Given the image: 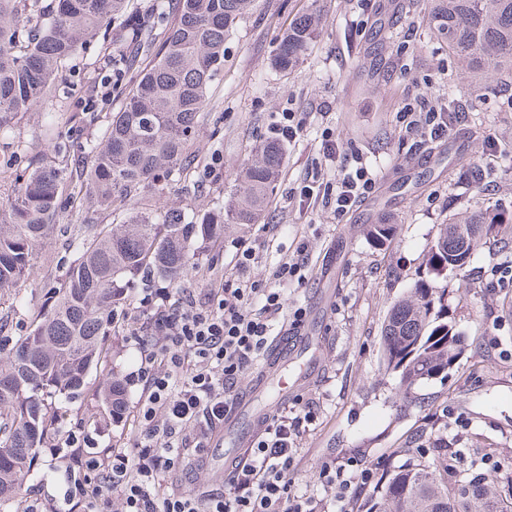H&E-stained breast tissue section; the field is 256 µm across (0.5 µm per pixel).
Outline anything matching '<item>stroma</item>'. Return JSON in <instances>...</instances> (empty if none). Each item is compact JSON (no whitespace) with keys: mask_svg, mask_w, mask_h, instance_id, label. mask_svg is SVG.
<instances>
[{"mask_svg":"<svg viewBox=\"0 0 512 512\" xmlns=\"http://www.w3.org/2000/svg\"><path fill=\"white\" fill-rule=\"evenodd\" d=\"M321 8L320 34L302 63L290 71L272 67L273 51L298 15ZM106 53L90 44L69 62L49 100L16 119L23 154L0 144V198L6 197L8 174L51 154L42 134L45 113L78 111L95 97ZM455 92L471 106L465 138L450 136L415 146L395 116L419 93L447 96ZM507 92L471 83L459 61L427 25L426 0H256L224 43V68L208 89V107L197 133L199 165L194 187L170 182L160 204H191L206 211L228 196L235 173L251 149L272 137L282 113L295 112L305 123L294 142L285 145L283 169L271 197L268 221L282 225L276 249L260 252L250 269L265 277L281 255L293 251L304 232H312L308 261L312 274L302 286H288V306L309 307L322 297L318 314L305 324L313 334L318 362L315 374H300L289 362L288 395L257 364L241 378L237 392L256 411L275 413L281 403L304 409L309 395L319 404L301 442L294 474L305 491L325 461L367 460L385 465L399 451L400 462H418L414 447L442 432L446 410L467 424L464 447L492 452L500 470L489 483L512 485V153L499 147L512 142V105ZM333 131L341 154H362L378 173L375 190L359 206L337 217L301 202L296 188L321 143ZM493 147H486V139ZM477 167L481 183L465 182ZM493 189L491 202L503 218L496 236L475 248L468 276L431 275L430 248L440 224L451 214L482 207L478 186ZM396 217L394 237L378 245L368 225ZM102 214L66 208L55 220L50 241L39 251L20 294L45 303L72 260L70 240L80 228L107 223ZM260 225H226L218 240L203 244L196 264L181 286L207 287L208 270L225 271L234 240L262 238ZM425 283L443 297L440 315L458 332L464 352L445 377L404 391L399 376L382 367L381 330L390 307L415 283ZM54 411L52 437L37 455L33 478L18 501L0 512H22L25 500L64 505L66 512H88L84 499L71 494V479L82 476L87 451L106 455L126 442L128 421L112 423L92 414L93 402L49 399ZM228 471L224 454L207 449L200 466L177 467L165 474V490L199 498L224 489Z\"/></svg>","mask_w":512,"mask_h":512,"instance_id":"35a3bbf8","label":"stroma"}]
</instances>
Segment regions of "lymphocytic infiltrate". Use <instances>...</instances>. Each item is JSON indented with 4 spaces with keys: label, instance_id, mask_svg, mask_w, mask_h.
Here are the masks:
<instances>
[{
    "label": "lymphocytic infiltrate",
    "instance_id": "lymphocytic-infiltrate-1",
    "mask_svg": "<svg viewBox=\"0 0 512 512\" xmlns=\"http://www.w3.org/2000/svg\"><path fill=\"white\" fill-rule=\"evenodd\" d=\"M463 107L420 95L398 118L419 141L448 137L460 126ZM376 179L362 158H343L325 136L311 172L299 187L304 200L343 215L373 192ZM276 225L260 243L235 247L230 271L211 278L208 288H148L140 300L142 318L126 326L127 339L140 351L137 401L127 411L135 432L127 446L112 449L88 467L95 479L75 491L92 503L117 502L120 512H358L369 490L377 489L378 468L361 460L322 462L312 489L295 493L291 480L300 462L303 425L315 415L280 407L266 417L264 431L233 461L220 494L201 500L168 494L161 477L186 461L201 459L224 426L237 399L239 378L265 355L276 324L299 331L306 311L286 310L283 284H304L308 239L281 258L268 277L248 272L261 249L273 246Z\"/></svg>",
    "mask_w": 512,
    "mask_h": 512
}]
</instances>
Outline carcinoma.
<instances>
[{
    "mask_svg": "<svg viewBox=\"0 0 512 512\" xmlns=\"http://www.w3.org/2000/svg\"><path fill=\"white\" fill-rule=\"evenodd\" d=\"M156 14L131 0H0V141L15 144V119L42 104L60 72L87 40L109 42L112 72L124 79L121 109L97 135L81 143L86 164L75 172L60 164L67 152L62 123L91 124L75 112L66 121L46 115L54 156L14 172L11 198L0 204V293L17 288L34 253L50 234L60 198L118 222L75 237L74 259L50 303L30 309L33 329L0 350V501L17 498L48 439L45 397L66 402L83 396L91 370L104 358L105 329L127 302L126 289L152 272L177 283L199 255L195 240L215 238L226 224H260L279 177L283 149L270 139L239 167L228 201L206 216L182 207L165 211L146 194L176 178L191 182L196 169L195 135L207 107L206 92L224 66V41L255 0H170ZM430 31L448 46L476 83L512 86V0H428ZM312 10L295 19L272 57V65L295 68L319 35ZM501 216L490 210L457 213L441 225L429 272H462L458 242L475 248L492 235ZM396 223L371 224L378 243ZM435 301L418 283L390 308L381 331L386 371L401 385L439 378L462 354L448 323L433 314ZM126 384L113 372L98 383L97 412L119 422ZM364 512H512V486L498 491L474 470L448 475V449L417 464H402L365 502Z\"/></svg>",
    "mask_w": 512,
    "mask_h": 512,
    "instance_id": "1",
    "label": "carcinoma"
}]
</instances>
